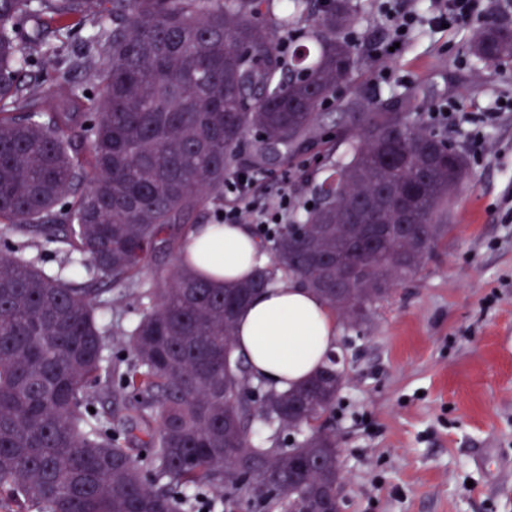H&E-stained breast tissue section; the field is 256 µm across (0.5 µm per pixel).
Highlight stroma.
Listing matches in <instances>:
<instances>
[{"mask_svg":"<svg viewBox=\"0 0 512 512\" xmlns=\"http://www.w3.org/2000/svg\"><path fill=\"white\" fill-rule=\"evenodd\" d=\"M49 43H78L91 26L81 15L26 21ZM474 27L427 29L388 58L364 62L341 87L321 124L331 157L344 150L335 132L340 106L383 96L388 67L399 92H428L424 108L451 104L470 123L447 137L468 157L469 179L450 205L449 230L410 280L355 327L341 326L347 377L331 414L339 446L343 512H512V60L475 63ZM99 86L91 71L58 56L41 79L42 109L58 89ZM494 113L483 121L484 113ZM481 130L484 147L471 139Z\"/></svg>","mask_w":512,"mask_h":512,"instance_id":"35a3bbf8","label":"stroma"}]
</instances>
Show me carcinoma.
Here are the masks:
<instances>
[{
  "label": "carcinoma",
  "instance_id": "1",
  "mask_svg": "<svg viewBox=\"0 0 512 512\" xmlns=\"http://www.w3.org/2000/svg\"><path fill=\"white\" fill-rule=\"evenodd\" d=\"M93 2L0 0V495L37 512H186L212 487L240 512H336L326 421L345 372L330 354L302 388L266 390L232 357L237 311L298 281L358 323L425 264L468 158L396 89L358 103L300 231L260 239L270 265L217 288L181 265L188 225L224 213L243 160L261 168L272 148L319 141L323 105L363 62L350 32L373 3L108 0L71 59L101 77L95 111L71 88L43 112L17 22ZM469 53L511 59L512 29L481 25ZM13 237L59 246L91 278L47 273ZM158 254L173 263L142 279ZM101 278L142 306L108 372L110 415L85 391L106 363Z\"/></svg>",
  "mask_w": 512,
  "mask_h": 512
}]
</instances>
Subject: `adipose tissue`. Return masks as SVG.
Segmentation results:
<instances>
[{
    "label": "adipose tissue",
    "instance_id": "ef3b65f1",
    "mask_svg": "<svg viewBox=\"0 0 512 512\" xmlns=\"http://www.w3.org/2000/svg\"><path fill=\"white\" fill-rule=\"evenodd\" d=\"M185 264L216 285L250 278L269 264L246 224L189 228ZM340 326L324 299L299 282L255 293L237 316L236 351L251 374L275 392L293 390L317 374L339 339Z\"/></svg>",
    "mask_w": 512,
    "mask_h": 512
}]
</instances>
